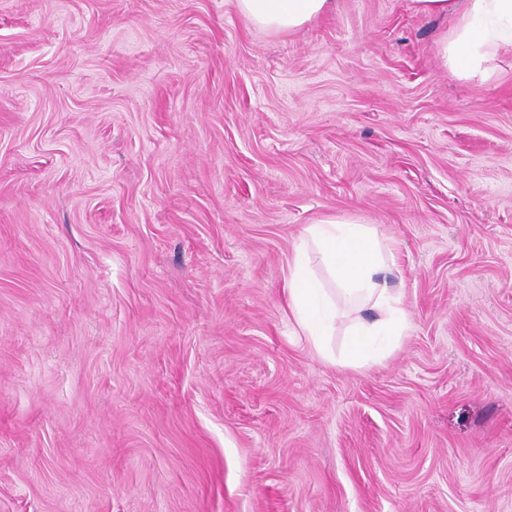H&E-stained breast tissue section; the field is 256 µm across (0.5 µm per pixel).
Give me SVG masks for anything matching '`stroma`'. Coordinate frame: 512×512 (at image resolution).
Segmentation results:
<instances>
[{
	"label": "stroma",
	"mask_w": 512,
	"mask_h": 512,
	"mask_svg": "<svg viewBox=\"0 0 512 512\" xmlns=\"http://www.w3.org/2000/svg\"><path fill=\"white\" fill-rule=\"evenodd\" d=\"M336 0H0V512H512V55ZM394 237L362 368L285 305L309 224ZM334 0H234L236 11L253 27L280 34L295 33L328 13Z\"/></svg>",
	"instance_id": "stroma-1"
}]
</instances>
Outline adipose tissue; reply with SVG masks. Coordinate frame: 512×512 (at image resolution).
I'll return each mask as SVG.
<instances>
[{
    "instance_id": "ef3b65f1",
    "label": "adipose tissue",
    "mask_w": 512,
    "mask_h": 512,
    "mask_svg": "<svg viewBox=\"0 0 512 512\" xmlns=\"http://www.w3.org/2000/svg\"><path fill=\"white\" fill-rule=\"evenodd\" d=\"M416 10L453 16L440 42L445 68L462 80L488 81L501 53L512 52V0H413ZM334 0H234L253 27L280 34L300 30L331 11ZM318 255L334 286L324 288L310 266ZM396 265L391 241L371 224L328 219L305 227L288 263V314L315 352L332 360L330 339L348 334L343 363L360 368L383 360L411 323L402 292L387 275Z\"/></svg>"
}]
</instances>
